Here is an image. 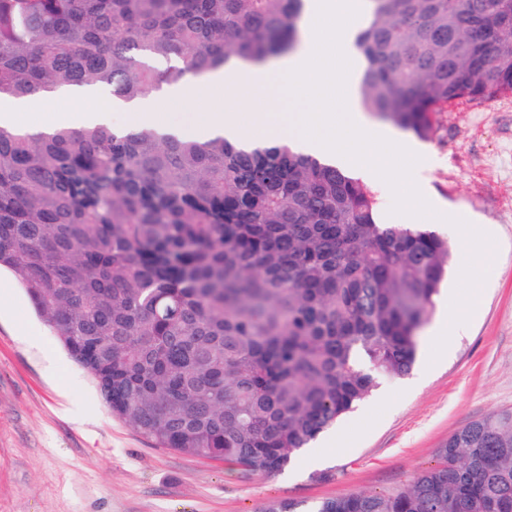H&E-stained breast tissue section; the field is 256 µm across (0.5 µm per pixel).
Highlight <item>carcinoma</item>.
<instances>
[{"label":"carcinoma","instance_id":"carcinoma-1","mask_svg":"<svg viewBox=\"0 0 512 512\" xmlns=\"http://www.w3.org/2000/svg\"><path fill=\"white\" fill-rule=\"evenodd\" d=\"M305 0H0V101L117 102L295 51ZM365 110L429 140L461 99L512 95V0H368ZM448 238L382 224L359 178L286 143L154 124L0 126V267L112 416L157 448L279 472L405 376ZM313 512H512V409L470 421L390 494Z\"/></svg>","mask_w":512,"mask_h":512}]
</instances>
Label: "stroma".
<instances>
[{
    "instance_id": "stroma-1",
    "label": "stroma",
    "mask_w": 512,
    "mask_h": 512,
    "mask_svg": "<svg viewBox=\"0 0 512 512\" xmlns=\"http://www.w3.org/2000/svg\"><path fill=\"white\" fill-rule=\"evenodd\" d=\"M413 179L440 206L422 223L448 237L468 209L493 238L475 316L456 325L438 365L384 378L284 471L260 475L153 447L112 417L93 377L36 315L15 276L0 310V512H310L352 491L388 494L437 462L464 423L512 408V96L439 113Z\"/></svg>"
}]
</instances>
